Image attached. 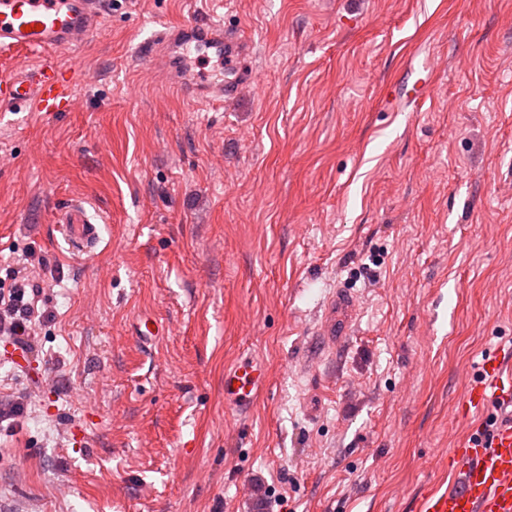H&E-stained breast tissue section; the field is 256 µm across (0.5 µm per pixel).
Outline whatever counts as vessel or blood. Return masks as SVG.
I'll use <instances>...</instances> for the list:
<instances>
[{
  "instance_id": "vessel-or-blood-1",
  "label": "vessel or blood",
  "mask_w": 512,
  "mask_h": 512,
  "mask_svg": "<svg viewBox=\"0 0 512 512\" xmlns=\"http://www.w3.org/2000/svg\"><path fill=\"white\" fill-rule=\"evenodd\" d=\"M112 0H0V52L42 51V66L18 76L0 77V106L39 112H67L74 105V72L60 67L51 55L85 43L97 30ZM248 39L237 29L201 17L164 27L143 44V52L161 70L167 83L191 96L201 106H218L233 98L248 78L243 59ZM224 63L223 75L197 72V57ZM422 76L406 73L398 83L400 97L414 104L430 96L435 82L431 63ZM59 230L70 250L89 254L100 244V233L81 201L73 200L57 215ZM349 291L330 297L318 319L317 333L327 344L346 335L356 312ZM265 366L251 356L238 359L224 371V402L245 415L252 411L266 386ZM498 409L491 437L472 434L466 444L450 449L435 466L452 475L449 488L434 487L419 499L417 512H512V360L487 359L470 384L459 409L482 413Z\"/></svg>"
}]
</instances>
